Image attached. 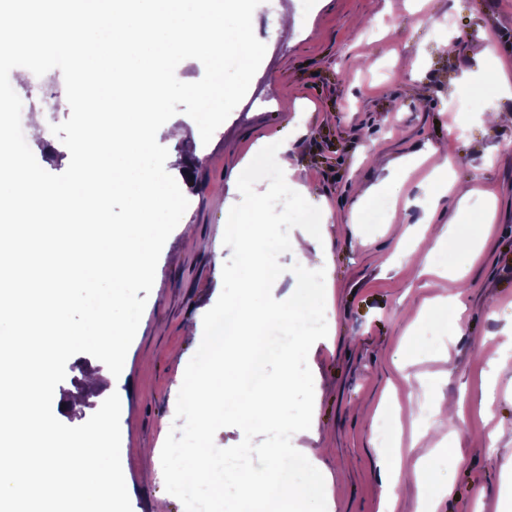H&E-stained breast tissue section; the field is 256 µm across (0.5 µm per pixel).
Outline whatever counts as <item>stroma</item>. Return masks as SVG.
Returning <instances> with one entry per match:
<instances>
[{
  "mask_svg": "<svg viewBox=\"0 0 512 512\" xmlns=\"http://www.w3.org/2000/svg\"><path fill=\"white\" fill-rule=\"evenodd\" d=\"M281 10L293 24L269 33ZM253 19L266 54L211 141L182 113L157 133L194 166L188 179L168 169L187 179L189 205L160 254L125 373L113 376L86 353L71 357L59 389L81 400L61 422L82 425L108 396H124L121 464L132 512H184L157 477L162 422L199 347L197 326L222 291L231 256L224 239L238 231L229 201L238 192L280 194L276 182L249 172L264 151L286 143L299 185L264 275L275 297L285 295L293 241L315 234L307 281L332 284L336 295L335 334L308 354L316 435L299 436L294 447L312 449L314 467L331 474L335 512H379L382 444L372 424L389 390L392 445L405 471L396 512H426L410 472L427 445L436 450L429 477L448 457L458 461L455 492L438 512H512V122L484 123L485 113L512 111V93L495 77L496 61L512 63V0H262ZM487 36L493 60L483 53ZM487 84L497 91L483 110L466 107L470 87ZM33 111L42 127L29 147L43 169L63 173L70 154L51 128L69 118V104L38 101ZM433 149L449 157L454 191L478 188L460 218L427 192ZM365 189L393 196L383 223H363ZM490 202L496 218L474 259L469 225ZM427 258L440 270L464 268V279L429 287ZM435 314L442 332L422 342ZM425 397L459 411L448 421L416 419Z\"/></svg>",
  "mask_w": 512,
  "mask_h": 512,
  "instance_id": "stroma-1",
  "label": "stroma"
}]
</instances>
